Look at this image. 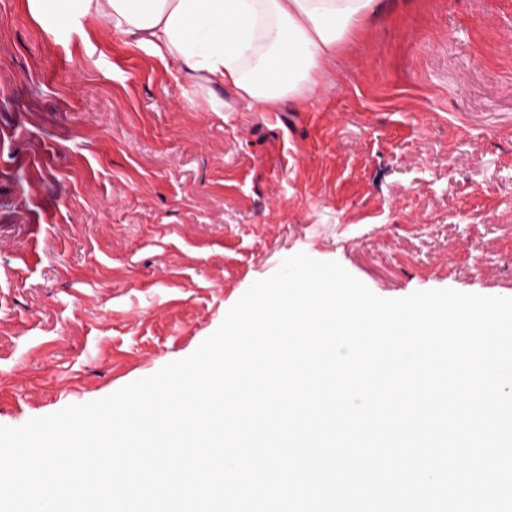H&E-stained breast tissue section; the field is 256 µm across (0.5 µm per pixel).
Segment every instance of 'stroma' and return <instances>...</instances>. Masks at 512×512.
Instances as JSON below:
<instances>
[{
    "label": "stroma",
    "instance_id": "stroma-1",
    "mask_svg": "<svg viewBox=\"0 0 512 512\" xmlns=\"http://www.w3.org/2000/svg\"><path fill=\"white\" fill-rule=\"evenodd\" d=\"M0 0V425L191 355L284 259L512 297V0H384L263 113Z\"/></svg>",
    "mask_w": 512,
    "mask_h": 512
}]
</instances>
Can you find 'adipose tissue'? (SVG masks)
Listing matches in <instances>:
<instances>
[{
  "instance_id": "adipose-tissue-1",
  "label": "adipose tissue",
  "mask_w": 512,
  "mask_h": 512,
  "mask_svg": "<svg viewBox=\"0 0 512 512\" xmlns=\"http://www.w3.org/2000/svg\"><path fill=\"white\" fill-rule=\"evenodd\" d=\"M52 34L107 21L114 33L267 111L309 105L344 42L380 0H26Z\"/></svg>"
}]
</instances>
